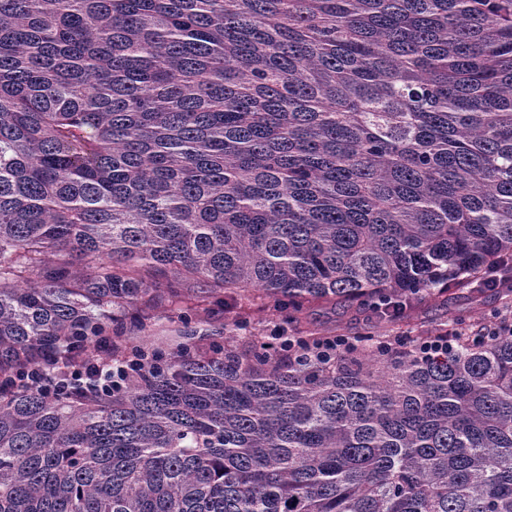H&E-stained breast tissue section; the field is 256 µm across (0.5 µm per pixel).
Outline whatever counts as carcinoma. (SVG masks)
Returning a JSON list of instances; mask_svg holds the SVG:
<instances>
[{
	"label": "carcinoma",
	"mask_w": 512,
	"mask_h": 512,
	"mask_svg": "<svg viewBox=\"0 0 512 512\" xmlns=\"http://www.w3.org/2000/svg\"><path fill=\"white\" fill-rule=\"evenodd\" d=\"M508 261L512 0H0V512H512V336L196 339ZM242 305L243 307L241 309L238 307L230 310L225 308L224 315L220 313L219 315L211 316L210 319H206L202 314L204 321L200 322V329L207 330L208 332L214 331L216 328L220 327L222 323L227 321L228 316H233L239 311L249 314L252 328H254L252 330L255 334H258L257 336H269L279 323L276 316L260 308L261 303L259 299L250 297L249 300H243ZM149 322L150 323H148L145 331L137 332L135 333V335H128V341L138 342L141 341L142 339H146L155 342H164L169 347L175 346L170 341V336L174 334L172 330L177 326V323L171 322L167 319H154Z\"/></svg>",
	"instance_id": "carcinoma-1"
}]
</instances>
